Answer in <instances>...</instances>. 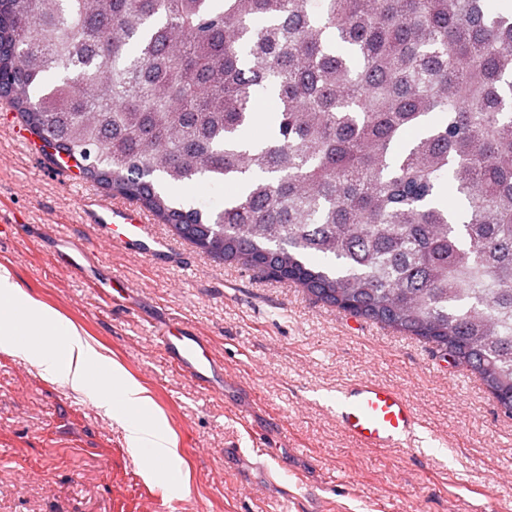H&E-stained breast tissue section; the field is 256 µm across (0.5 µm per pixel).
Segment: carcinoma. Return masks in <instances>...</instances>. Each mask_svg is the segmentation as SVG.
<instances>
[{"label": "carcinoma", "mask_w": 512, "mask_h": 512, "mask_svg": "<svg viewBox=\"0 0 512 512\" xmlns=\"http://www.w3.org/2000/svg\"><path fill=\"white\" fill-rule=\"evenodd\" d=\"M268 91L276 134L252 142ZM0 97L207 255L433 343L512 402V14L0 0ZM200 180L239 191L212 212L176 196Z\"/></svg>", "instance_id": "obj_1"}]
</instances>
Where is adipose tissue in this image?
Listing matches in <instances>:
<instances>
[{"instance_id":"1","label":"adipose tissue","mask_w":512,"mask_h":512,"mask_svg":"<svg viewBox=\"0 0 512 512\" xmlns=\"http://www.w3.org/2000/svg\"><path fill=\"white\" fill-rule=\"evenodd\" d=\"M0 350L36 367L71 392L91 397L99 408L121 418L132 453L152 449L149 476L169 479L167 465L176 450L168 431L145 424L152 401L117 364L109 362L76 325L56 309L29 296L12 273L0 266Z\"/></svg>"}]
</instances>
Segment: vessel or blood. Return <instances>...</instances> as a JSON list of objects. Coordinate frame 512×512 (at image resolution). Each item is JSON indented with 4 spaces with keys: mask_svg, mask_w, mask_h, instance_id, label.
<instances>
[{
    "mask_svg": "<svg viewBox=\"0 0 512 512\" xmlns=\"http://www.w3.org/2000/svg\"><path fill=\"white\" fill-rule=\"evenodd\" d=\"M85 213L88 222L97 225L103 241L111 248H134L139 255L153 260L171 254L167 239L133 205L90 197L85 203ZM160 339L169 361L201 386L225 387L205 336L181 322L162 330ZM336 419L361 448L403 446L414 437L417 428L411 404L399 390L367 379L341 390L336 401Z\"/></svg>",
    "mask_w": 512,
    "mask_h": 512,
    "instance_id": "vessel-or-blood-1",
    "label": "vessel or blood"
}]
</instances>
